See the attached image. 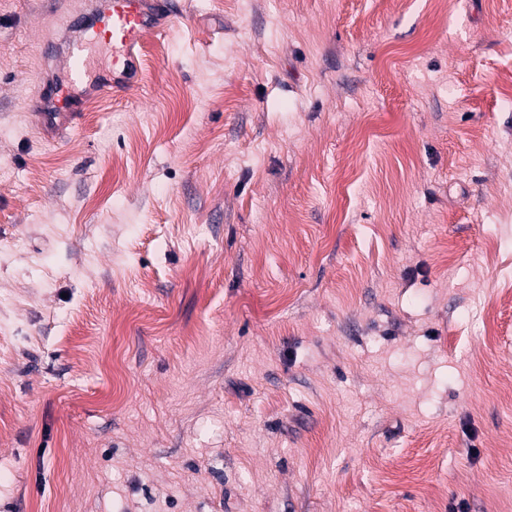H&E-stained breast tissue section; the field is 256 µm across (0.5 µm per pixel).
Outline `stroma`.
Segmentation results:
<instances>
[{"label": "stroma", "instance_id": "35a3bbf8", "mask_svg": "<svg viewBox=\"0 0 512 512\" xmlns=\"http://www.w3.org/2000/svg\"><path fill=\"white\" fill-rule=\"evenodd\" d=\"M179 6L0 0V512H512V0ZM170 0H90L66 22L60 42H46V60H61V76L50 74L30 112L47 142L59 143L78 128L92 102L138 82L141 47L147 36L165 34L177 17ZM102 33H112V77L90 79L87 57Z\"/></svg>", "mask_w": 512, "mask_h": 512}]
</instances>
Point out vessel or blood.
I'll return each instance as SVG.
<instances>
[{
    "instance_id": "obj_1",
    "label": "vessel or blood",
    "mask_w": 512,
    "mask_h": 512,
    "mask_svg": "<svg viewBox=\"0 0 512 512\" xmlns=\"http://www.w3.org/2000/svg\"><path fill=\"white\" fill-rule=\"evenodd\" d=\"M176 16L172 0H88L79 16L67 21L65 37L42 47L44 59L62 64L60 76L47 77L33 104L44 139L60 142L78 128L90 103L134 86L142 71L145 38L165 34ZM104 33L112 36V75L93 79L87 57Z\"/></svg>"
}]
</instances>
